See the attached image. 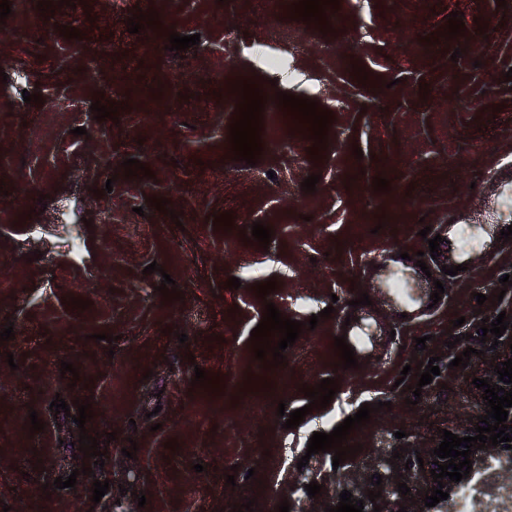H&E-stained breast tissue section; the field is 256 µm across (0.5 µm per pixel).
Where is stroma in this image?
Segmentation results:
<instances>
[{
	"mask_svg": "<svg viewBox=\"0 0 512 512\" xmlns=\"http://www.w3.org/2000/svg\"><path fill=\"white\" fill-rule=\"evenodd\" d=\"M140 0H87L56 8L50 19L25 32L5 50L0 68V329L15 337L0 344V502L10 512H231L253 502L256 512H310L341 491L363 499L380 474L377 500L388 512L398 483L413 500L431 493L428 470L418 462L393 461L400 448L428 455L439 430H454L482 413L473 384L493 352L451 362L479 348L474 334L483 318L505 314L512 322V243L476 272L443 280L445 301L434 313L407 323L386 320L392 332L379 357L360 367L336 369V323L349 303L368 293L376 313L387 308L374 266L387 249L428 251L423 226L511 224L512 198L499 186L512 182V0H340L330 34L317 25L271 18L255 0H158L161 28L127 31ZM461 12L466 31L433 45L422 56L413 47L445 30ZM82 31L61 36L60 26ZM199 35L198 45L167 50L169 32ZM277 37L293 68L316 88H290L287 75L271 76L254 54ZM462 56H455V49ZM366 68L358 84L354 66ZM264 86L268 105L277 92L293 91L332 111L328 143L312 159L308 142L263 151L256 165L232 158L229 126L237 108L227 89L240 74ZM155 91L141 96L144 77ZM42 103H25L23 91ZM116 102L117 120L97 121L96 100ZM81 135H74V128ZM361 156H354V148ZM134 158L153 178L124 177ZM315 192L302 191L308 175ZM389 179L375 191V177ZM169 200L179 222L145 203ZM231 213L232 230L214 223ZM272 227L269 247L242 239L253 223ZM162 272L145 274L149 264ZM170 274L181 299L163 302L157 290ZM240 280L226 288L229 277ZM276 278L268 298L256 283ZM488 300L477 303L476 294ZM502 295L491 303L493 295ZM88 301L87 309L71 298ZM283 317L320 320L284 351L285 403L270 400L259 413L242 399L260 387L249 341L266 302ZM332 308L323 318L324 308ZM461 327H453L454 319ZM187 343H179L178 334ZM462 342L448 348L450 334ZM115 342H107V335ZM428 337L426 350L415 340ZM439 356L440 375L422 386L418 404L406 403L396 380L416 385L402 369L413 360ZM76 374H61L62 362ZM220 378L211 405L198 402L196 369ZM335 378L338 391L297 428L286 413L308 405L304 385ZM90 399L93 419L77 428L55 413V398ZM391 402L370 424L351 432L355 458L333 466L331 453L307 455L313 433L332 432L361 404ZM45 422L30 433V412ZM105 443V465L81 474L76 443L81 430ZM404 438H396L398 430ZM115 440H108V433ZM136 440L135 458L123 456ZM177 441L178 450L168 449ZM306 466H299L301 457ZM203 472H195V464ZM234 485H227V475ZM76 476L72 488L45 492L56 477ZM108 481L91 503L94 481ZM317 482L322 493L309 497ZM144 492L146 504L135 494Z\"/></svg>",
	"mask_w": 512,
	"mask_h": 512,
	"instance_id": "1",
	"label": "stroma"
}]
</instances>
